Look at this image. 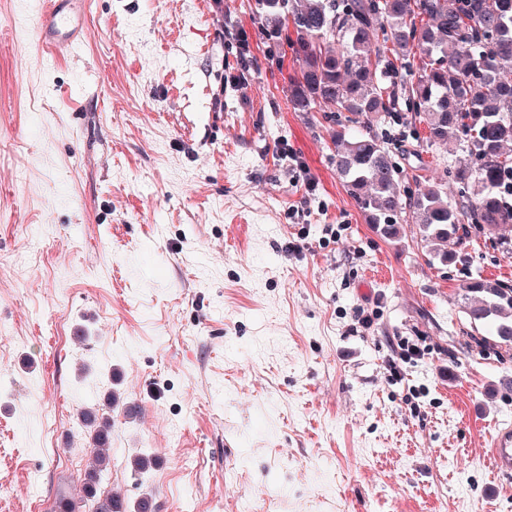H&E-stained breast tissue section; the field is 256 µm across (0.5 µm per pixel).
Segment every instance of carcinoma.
I'll list each match as a JSON object with an SVG mask.
<instances>
[{"label": "carcinoma", "instance_id": "obj_1", "mask_svg": "<svg viewBox=\"0 0 512 512\" xmlns=\"http://www.w3.org/2000/svg\"><path fill=\"white\" fill-rule=\"evenodd\" d=\"M268 55L286 56L283 32L299 72L289 77L297 112H320L340 127L330 160L349 195L387 239L402 224L440 265L445 245L474 228L490 238L512 229V0H256ZM409 111L433 143L458 134L463 162L424 189L403 185L378 128L403 123ZM470 323L512 344V286L474 277L463 287ZM89 434L81 495L59 491L51 512H159L152 494L135 504L116 489H98L110 462L112 416L80 414Z\"/></svg>", "mask_w": 512, "mask_h": 512}]
</instances>
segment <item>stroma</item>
<instances>
[{
    "label": "stroma",
    "mask_w": 512,
    "mask_h": 512,
    "mask_svg": "<svg viewBox=\"0 0 512 512\" xmlns=\"http://www.w3.org/2000/svg\"><path fill=\"white\" fill-rule=\"evenodd\" d=\"M38 5L0 0V512H31L36 471L75 483L46 458L81 453L110 389L142 413L113 412L100 487L163 512H512L483 447L512 423V346L458 301L512 283V239L449 241L443 267L415 225L367 224L255 0H73L59 60ZM393 150L410 187L461 157L453 135ZM73 0H46L32 17L34 41L53 56L75 50L77 26L68 4Z\"/></svg>",
    "instance_id": "obj_1"
}]
</instances>
